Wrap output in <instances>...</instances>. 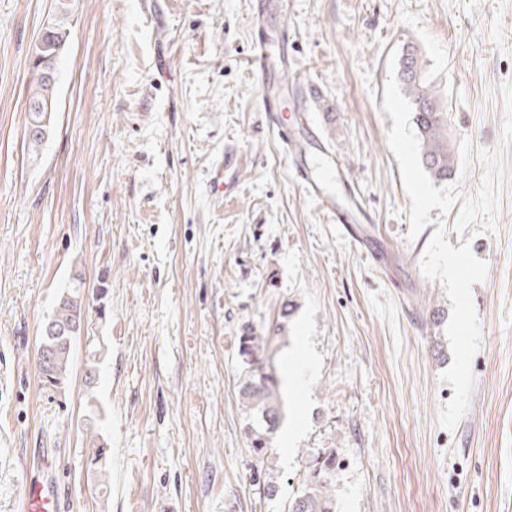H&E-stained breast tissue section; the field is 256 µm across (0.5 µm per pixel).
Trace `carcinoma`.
Masks as SVG:
<instances>
[{
    "mask_svg": "<svg viewBox=\"0 0 512 512\" xmlns=\"http://www.w3.org/2000/svg\"><path fill=\"white\" fill-rule=\"evenodd\" d=\"M71 14V0H53L52 11L47 14L41 29L42 48L37 50L42 60H35L31 65L33 80L27 95L26 142L33 153L41 149L55 122V81L45 78V74L49 69H56L58 59L68 48ZM398 79L413 112L422 165L433 180L446 181L456 171L448 117L443 112L442 94L427 77L417 47L410 45L404 49L399 60ZM82 314L83 299L79 290L62 293L53 313L43 324L40 336L39 347L48 348L50 354L46 367H38L41 382L56 387L69 379L75 341L69 332L81 326ZM263 342L264 337L256 335L252 327L245 325L240 329L238 352L245 359L246 367L239 383V397L247 411L265 425L263 432L255 428L247 432L251 451L259 462L265 461L268 452L267 433L277 428L282 419L277 380L265 372ZM332 466L328 459L319 463L301 493L288 504V512H335L329 477Z\"/></svg>",
    "mask_w": 512,
    "mask_h": 512,
    "instance_id": "carcinoma-1",
    "label": "carcinoma"
}]
</instances>
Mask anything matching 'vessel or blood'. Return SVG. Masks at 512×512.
<instances>
[{
  "mask_svg": "<svg viewBox=\"0 0 512 512\" xmlns=\"http://www.w3.org/2000/svg\"><path fill=\"white\" fill-rule=\"evenodd\" d=\"M287 10L288 0H254L251 18L254 52L248 66L259 85L263 109L281 139L286 157L292 162L295 179L330 220L338 224L351 244L362 250L366 240L351 225L352 212L361 210L362 204L355 198L345 204L337 200L336 186L343 181L345 172L335 154L309 123L303 109H296L291 121H283L281 117L296 81L283 57L290 41L283 21ZM23 502L26 512H56L58 508L54 485L46 479L27 482Z\"/></svg>",
  "mask_w": 512,
  "mask_h": 512,
  "instance_id": "obj_1",
  "label": "vessel or blood"
}]
</instances>
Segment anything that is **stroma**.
Masks as SVG:
<instances>
[{"label":"stroma","mask_w":512,"mask_h":512,"mask_svg":"<svg viewBox=\"0 0 512 512\" xmlns=\"http://www.w3.org/2000/svg\"><path fill=\"white\" fill-rule=\"evenodd\" d=\"M51 4L0 0V512L31 472L59 512H287L328 457L336 512H512V0H288V66L382 267L267 125L251 0H75L28 155ZM409 43L448 113L445 182L397 77ZM76 278L75 371L53 390L35 355ZM245 325L266 372L294 375L262 463ZM51 13L43 23L42 48L34 49L42 57L41 61L33 58L31 65L33 80L28 88V121L26 122V142L32 153L38 152L47 133L55 122L57 107L55 94V76L58 59L66 51L71 30L69 17L72 14L70 0H54ZM45 57H48L44 60ZM48 69H52L54 80L45 78Z\"/></svg>","instance_id":"35a3bbf8"}]
</instances>
